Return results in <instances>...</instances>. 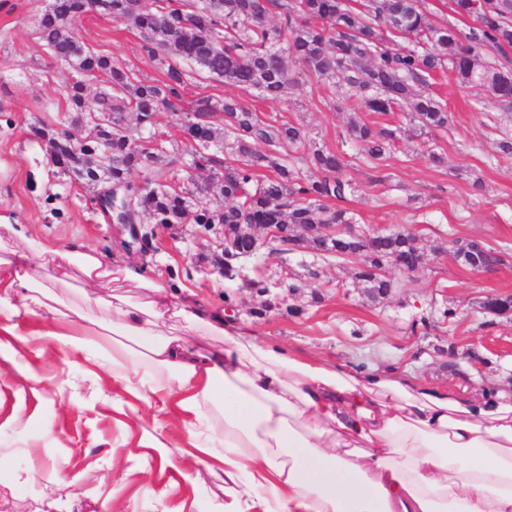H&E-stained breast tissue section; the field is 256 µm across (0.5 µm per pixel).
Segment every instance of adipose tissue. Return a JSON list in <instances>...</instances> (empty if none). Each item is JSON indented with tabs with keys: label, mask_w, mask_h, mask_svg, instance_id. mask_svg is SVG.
Returning <instances> with one entry per match:
<instances>
[{
	"label": "adipose tissue",
	"mask_w": 512,
	"mask_h": 512,
	"mask_svg": "<svg viewBox=\"0 0 512 512\" xmlns=\"http://www.w3.org/2000/svg\"><path fill=\"white\" fill-rule=\"evenodd\" d=\"M72 275L112 290L98 300L112 314L103 341L51 293ZM129 282L144 300L124 294ZM41 311L57 322L46 338L96 349L136 399L175 393L159 410L188 418L191 446L214 449L224 512H512L511 397L466 399L256 341L81 244H0V331Z\"/></svg>",
	"instance_id": "obj_1"
}]
</instances>
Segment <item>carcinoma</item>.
<instances>
[{
	"instance_id": "carcinoma-1",
	"label": "carcinoma",
	"mask_w": 512,
	"mask_h": 512,
	"mask_svg": "<svg viewBox=\"0 0 512 512\" xmlns=\"http://www.w3.org/2000/svg\"><path fill=\"white\" fill-rule=\"evenodd\" d=\"M101 14L123 22L142 37L141 49L158 62L164 79L131 88L134 73L113 58L88 49L73 33L69 17L83 0H61L41 16L39 38L59 62L82 70L102 86L87 99L86 84L71 83L65 96L76 113H133L136 127L122 130L92 124L90 137L62 138L57 131L37 129L62 171L79 182L95 185L112 181L133 189L136 210L152 224H239L235 248L226 249L216 263L224 265V280H243V287L265 293L278 287L265 279L240 273L241 259L252 255L254 225L286 224L292 234L306 224H334L331 240H310L302 248L338 258L355 256L354 273L372 297L393 288L385 267L410 272L424 263V247L403 232L381 234L364 244L365 235L352 234L354 214L337 206L355 190L344 170L345 156L328 148L306 147L302 130L278 115L267 119L235 98L203 93L187 101L182 96L184 72L180 63L196 66L208 78L243 90L257 89L276 99L299 79L328 85L368 112L382 115L408 108L407 118L419 133L448 129L446 108L429 93L430 80L448 71L464 88L486 91L506 109L512 108V71L487 60L490 48L512 47V0H452L456 14L470 17L474 26L461 37L452 26H438L418 0H365L362 8L349 0H222L217 11L208 0H100ZM278 21H272V16ZM408 44L389 47L392 37ZM292 60L296 72L287 66ZM181 110L200 118L191 129L196 141L192 165L209 169L207 183L188 186L179 149L159 139V146L136 149L137 132L155 125L158 114ZM223 118L227 129L217 130ZM350 136L375 171L390 155L396 130L350 119ZM295 147L293 157L281 152ZM109 156L103 168L97 156ZM494 157L512 159V135L494 142ZM303 168L315 175L304 178ZM268 170L271 175H262ZM133 170L144 173L143 183L128 180ZM223 200L211 208L201 196ZM469 268H491L499 252L469 241L454 252Z\"/></svg>"
}]
</instances>
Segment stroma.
<instances>
[{
	"mask_svg": "<svg viewBox=\"0 0 512 512\" xmlns=\"http://www.w3.org/2000/svg\"><path fill=\"white\" fill-rule=\"evenodd\" d=\"M49 3L0 0V216L28 238L63 248L80 242L112 263L150 273L216 313L235 315L258 341L477 399L512 396V313L484 307L488 295H512V162L489 161L501 132H512V110L443 73L433 89L452 117L448 130L419 136L403 115L361 112L365 122L401 128L384 163L388 179L373 187L349 136L346 100L304 82L268 100L188 68L185 97L204 88L237 97L301 127L307 144L343 152L356 185L346 206L358 230L409 228L426 247L418 270L387 267L395 286L374 300L353 278L357 257L310 249L274 254L265 243L241 261L245 276L279 281L261 293L215 272L221 225L145 224L141 240L126 249L93 204L94 188L49 165L33 127L85 136L62 96L70 70L38 38ZM78 36L125 63L136 79H160L140 35L122 22L89 15ZM434 153L445 156V165L432 163ZM477 179L485 192L474 191ZM470 240L500 252L502 263L477 271L456 261L454 242ZM290 282L296 291L287 290ZM446 310L455 320L443 319ZM47 325L27 316L15 335H0V512H218L219 463L190 445L183 418L155 415L143 404L134 413L118 411L116 401L129 394L113 385L108 364L39 337ZM157 430L162 447L146 446Z\"/></svg>",
	"mask_w": 512,
	"mask_h": 512,
	"instance_id": "stroma-1",
	"label": "stroma"
}]
</instances>
